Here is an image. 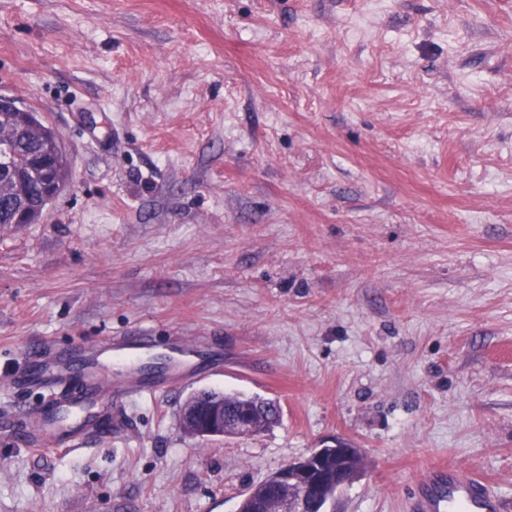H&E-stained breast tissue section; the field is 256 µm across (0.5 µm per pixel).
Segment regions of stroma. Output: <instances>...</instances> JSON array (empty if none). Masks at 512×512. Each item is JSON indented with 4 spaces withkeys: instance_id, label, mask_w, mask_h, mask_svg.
Instances as JSON below:
<instances>
[{
    "instance_id": "obj_1",
    "label": "stroma",
    "mask_w": 512,
    "mask_h": 512,
    "mask_svg": "<svg viewBox=\"0 0 512 512\" xmlns=\"http://www.w3.org/2000/svg\"><path fill=\"white\" fill-rule=\"evenodd\" d=\"M0 96L71 178L0 227V512H236L346 439L327 512H412L447 465L512 512V0H0ZM193 336L220 375L35 453L25 357ZM214 389L280 404L185 433ZM24 191L28 201V205L25 208V224H36L42 216L43 208L46 206L43 192L40 186L33 180L27 183Z\"/></svg>"
}]
</instances>
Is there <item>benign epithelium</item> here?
Instances as JSON below:
<instances>
[{
    "instance_id": "1",
    "label": "benign epithelium",
    "mask_w": 512,
    "mask_h": 512,
    "mask_svg": "<svg viewBox=\"0 0 512 512\" xmlns=\"http://www.w3.org/2000/svg\"><path fill=\"white\" fill-rule=\"evenodd\" d=\"M180 423L192 435L200 437L243 436L254 433L248 416L231 412L224 407V397L210 399L203 405L193 398L179 412ZM352 443L335 439L333 444L317 448L311 453L314 464L303 461L290 462L275 476L273 491L276 494L278 512H325L329 501V486L336 489L351 483L348 472L336 468V476H330V461L333 455L351 453Z\"/></svg>"
}]
</instances>
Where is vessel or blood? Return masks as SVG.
I'll list each match as a JSON object with an SVG mask.
<instances>
[{
    "mask_svg": "<svg viewBox=\"0 0 512 512\" xmlns=\"http://www.w3.org/2000/svg\"><path fill=\"white\" fill-rule=\"evenodd\" d=\"M192 345L188 337H179L165 359L151 363L146 359L150 337L109 338L94 351L74 349L51 358L27 359L17 382L59 386V393L38 411L42 433L64 437L75 447L82 434L99 431L103 416L112 412L113 398L150 394L154 389L179 384L184 371L180 354ZM42 433L26 435L27 444L43 450ZM413 508L415 512L494 510L482 481L463 478L451 469L427 474Z\"/></svg>",
    "mask_w": 512,
    "mask_h": 512,
    "instance_id": "vessel-or-blood-1",
    "label": "vessel or blood"
}]
</instances>
